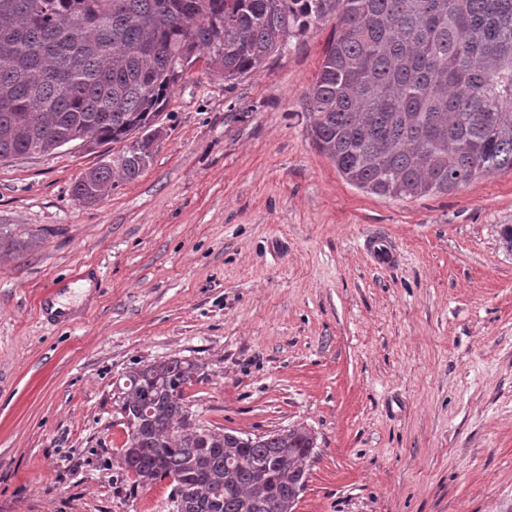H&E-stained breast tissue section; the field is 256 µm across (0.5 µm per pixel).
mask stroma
<instances>
[{"mask_svg":"<svg viewBox=\"0 0 512 512\" xmlns=\"http://www.w3.org/2000/svg\"><path fill=\"white\" fill-rule=\"evenodd\" d=\"M335 27L231 81L194 64L149 165L95 204L73 186L123 144L0 161V512H169L168 482L121 467L115 392L171 357L199 364L206 424L313 431L296 512H512V171L348 184L305 97Z\"/></svg>","mask_w":512,"mask_h":512,"instance_id":"obj_1","label":"stroma"}]
</instances>
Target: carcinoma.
Instances as JSON below:
<instances>
[{"label": "carcinoma", "instance_id": "carcinoma-1", "mask_svg": "<svg viewBox=\"0 0 512 512\" xmlns=\"http://www.w3.org/2000/svg\"><path fill=\"white\" fill-rule=\"evenodd\" d=\"M332 1L336 36L306 100L346 181L413 199L512 171V0H0V159L36 139L126 141L118 169L134 180L191 63L254 72ZM111 183L101 165L73 193L94 204ZM198 371L173 357L125 372L122 469L141 487L169 480L173 512H288L310 431L248 441L204 425L185 397Z\"/></svg>", "mask_w": 512, "mask_h": 512}]
</instances>
